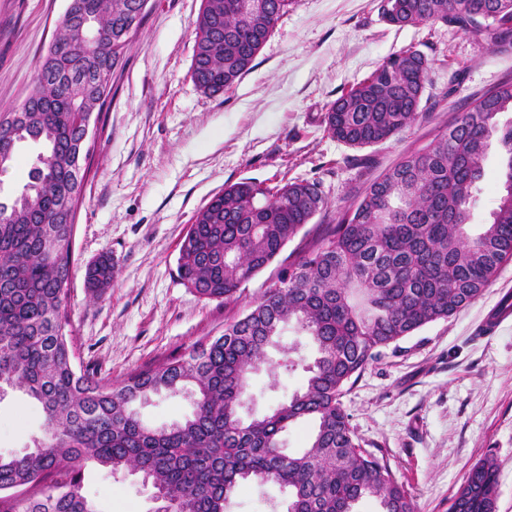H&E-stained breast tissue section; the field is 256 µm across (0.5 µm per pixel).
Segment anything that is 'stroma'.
Masks as SVG:
<instances>
[{
    "label": "stroma",
    "mask_w": 512,
    "mask_h": 512,
    "mask_svg": "<svg viewBox=\"0 0 512 512\" xmlns=\"http://www.w3.org/2000/svg\"><path fill=\"white\" fill-rule=\"evenodd\" d=\"M380 0H295L251 69L213 96L192 78L202 0H149L143 22L112 72V94L96 120L90 169L75 224L68 313L83 364L117 382L199 340L220 334L303 251L330 234L367 187L430 143L459 113L512 79V44L443 24L396 27ZM68 0H0V110L31 92L37 65ZM412 48L431 67L422 111L390 141L349 147L323 118L342 89L386 57ZM500 147L491 144L472 230L498 201ZM255 179L319 183L326 208L288 242L275 265L236 301L200 299L178 277L183 238L196 212L225 184ZM111 285L92 296L85 270L101 254ZM512 291V261L481 297L384 349L345 386L342 403L363 448L383 458L416 512H448L470 469L497 464L496 512H512V318L486 337L475 326ZM306 379L303 367L253 372L243 416H260ZM191 391L138 405L159 427L190 415ZM44 433L40 404L15 390L0 400V456L22 453ZM83 491L98 512H153L139 476L88 465ZM278 486L243 485L228 512H278Z\"/></svg>",
    "instance_id": "obj_1"
}]
</instances>
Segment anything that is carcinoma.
Returning a JSON list of instances; mask_svg holds the SVG:
<instances>
[{
	"instance_id": "obj_1",
	"label": "carcinoma",
	"mask_w": 512,
	"mask_h": 512,
	"mask_svg": "<svg viewBox=\"0 0 512 512\" xmlns=\"http://www.w3.org/2000/svg\"><path fill=\"white\" fill-rule=\"evenodd\" d=\"M139 0H69L37 66L25 100L0 128V170L25 143L40 146L24 191L0 202V389L39 402L44 438L26 452L0 457V512H97L82 493L95 462L139 474L174 512H226L243 482L276 484L286 512H354L371 498L378 512H415L412 497L386 464L362 448L341 397L344 387L387 348L476 300L512 260V80L488 91L426 147L374 181L357 206L315 248L281 269L224 333L184 356L114 384L75 365L67 314L75 224L68 213L84 175L71 156L80 120L100 111L109 78L130 34L120 21ZM202 0L193 77L206 93L231 87L251 64L293 0ZM382 18L403 27L443 23L498 44L512 34V0H381ZM430 79L426 58L411 48L384 59L342 90L325 113L327 133L352 147L386 142L409 128ZM503 152L499 203L479 233L471 209L491 140ZM326 206L316 182L269 185L246 180L224 187L193 217L178 258V276L206 301H228L270 266ZM112 257L86 272L93 292L112 283ZM309 337L316 355L304 386L271 413L241 415L250 375L288 324ZM191 388L190 416L146 426L135 404ZM313 425L308 447L290 454L280 436ZM498 481L486 456L467 474L449 512H493Z\"/></svg>"
}]
</instances>
